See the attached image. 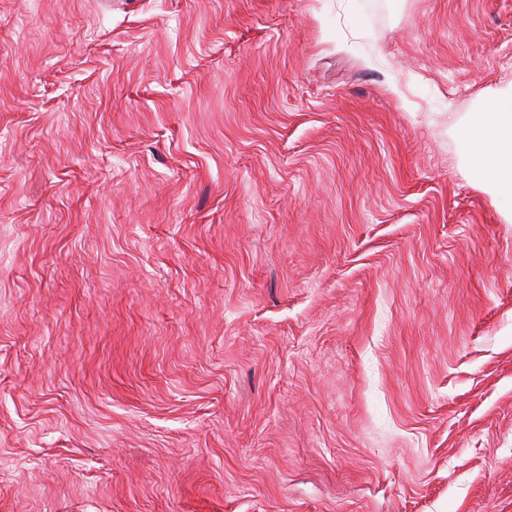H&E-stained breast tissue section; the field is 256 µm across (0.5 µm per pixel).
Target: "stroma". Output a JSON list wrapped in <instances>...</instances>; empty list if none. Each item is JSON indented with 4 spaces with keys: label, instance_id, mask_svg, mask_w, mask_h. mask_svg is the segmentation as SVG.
Returning <instances> with one entry per match:
<instances>
[{
    "label": "stroma",
    "instance_id": "obj_1",
    "mask_svg": "<svg viewBox=\"0 0 512 512\" xmlns=\"http://www.w3.org/2000/svg\"><path fill=\"white\" fill-rule=\"evenodd\" d=\"M512 0H0V512H512ZM512 100L509 112H483L461 129L470 168L483 186L512 194Z\"/></svg>",
    "mask_w": 512,
    "mask_h": 512
}]
</instances>
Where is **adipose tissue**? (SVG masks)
<instances>
[{
  "label": "adipose tissue",
  "mask_w": 512,
  "mask_h": 512,
  "mask_svg": "<svg viewBox=\"0 0 512 512\" xmlns=\"http://www.w3.org/2000/svg\"><path fill=\"white\" fill-rule=\"evenodd\" d=\"M461 135L477 181L496 192H512V113L476 114Z\"/></svg>",
  "instance_id": "adipose-tissue-1"
}]
</instances>
